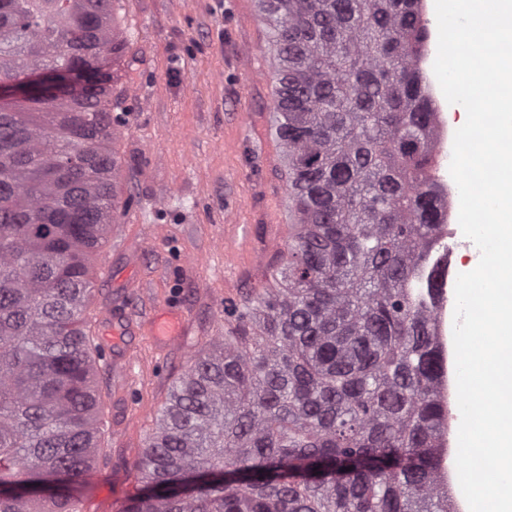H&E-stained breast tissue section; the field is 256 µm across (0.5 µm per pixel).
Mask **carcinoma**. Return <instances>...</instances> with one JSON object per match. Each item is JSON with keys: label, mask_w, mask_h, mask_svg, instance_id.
<instances>
[{"label": "carcinoma", "mask_w": 512, "mask_h": 512, "mask_svg": "<svg viewBox=\"0 0 512 512\" xmlns=\"http://www.w3.org/2000/svg\"><path fill=\"white\" fill-rule=\"evenodd\" d=\"M116 0H0V82L93 73L0 101V512H83L100 471L91 258L119 204ZM277 68L288 238L224 309L136 462L120 512H453L435 300L436 109L420 0H258ZM95 79V76L91 73L76 74L67 69L55 72L40 71L29 74L17 82L2 83L0 97L1 99L10 98L34 91L55 94L63 90H72L76 81L88 84L95 81Z\"/></svg>", "instance_id": "1"}]
</instances>
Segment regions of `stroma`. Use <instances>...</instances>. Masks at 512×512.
<instances>
[{
	"mask_svg": "<svg viewBox=\"0 0 512 512\" xmlns=\"http://www.w3.org/2000/svg\"><path fill=\"white\" fill-rule=\"evenodd\" d=\"M137 58L117 144L118 192L131 196L91 260L95 323L128 327V380H100L109 433L104 474L85 501L120 512L136 492L146 434L187 362L229 321L224 308L264 288L288 236L282 148L272 126L276 60L255 0H121ZM183 311L179 343L143 332Z\"/></svg>",
	"mask_w": 512,
	"mask_h": 512,
	"instance_id": "stroma-1",
	"label": "stroma"
}]
</instances>
